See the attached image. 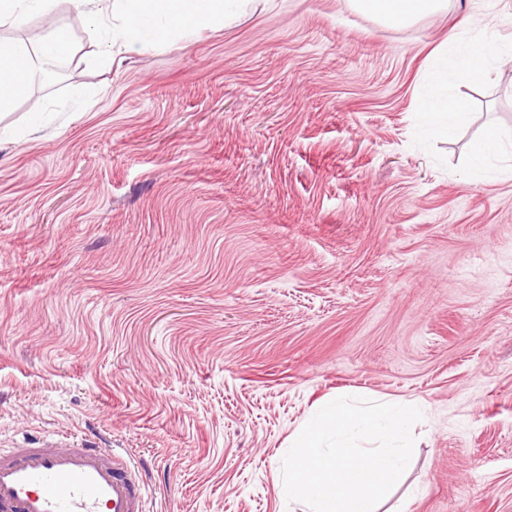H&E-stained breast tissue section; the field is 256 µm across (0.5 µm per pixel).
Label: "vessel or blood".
<instances>
[{"mask_svg":"<svg viewBox=\"0 0 512 512\" xmlns=\"http://www.w3.org/2000/svg\"><path fill=\"white\" fill-rule=\"evenodd\" d=\"M143 494L135 472L99 448L0 452V512H141Z\"/></svg>","mask_w":512,"mask_h":512,"instance_id":"obj_1","label":"vessel or blood"}]
</instances>
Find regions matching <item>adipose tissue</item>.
Listing matches in <instances>:
<instances>
[{"mask_svg": "<svg viewBox=\"0 0 512 512\" xmlns=\"http://www.w3.org/2000/svg\"><path fill=\"white\" fill-rule=\"evenodd\" d=\"M246 0H109L99 6L96 0H68L77 14L108 21L115 38L124 46L151 47L166 43L212 25H228L238 16ZM357 6L384 21L405 24L421 16L441 11L446 0H356ZM73 52L68 32L60 27L29 45L15 40L0 42V111L11 107L28 90L37 63L69 58ZM466 105L449 98L440 102L425 100L419 105L424 125L452 135Z\"/></svg>", "mask_w": 512, "mask_h": 512, "instance_id": "ef3b65f1", "label": "adipose tissue"}]
</instances>
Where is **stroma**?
I'll use <instances>...</instances> for the list:
<instances>
[{
  "label": "stroma",
  "mask_w": 512,
  "mask_h": 512,
  "mask_svg": "<svg viewBox=\"0 0 512 512\" xmlns=\"http://www.w3.org/2000/svg\"><path fill=\"white\" fill-rule=\"evenodd\" d=\"M55 26L69 75L0 117V448L113 449L143 512H290L318 404L417 401L389 512H512V172L468 166L512 134V0H251L138 52L59 0L0 40ZM447 94L452 139L417 112ZM364 12L393 24H406L421 16L441 11L446 0H356ZM456 50L464 54V69L472 80L483 81L489 78L491 67L487 61L477 56L471 48L456 47ZM507 152V145L498 131L493 128L489 129L484 137L472 147L469 166L475 175L480 176L490 157L498 154L505 155Z\"/></svg>",
  "instance_id": "obj_1"
}]
</instances>
